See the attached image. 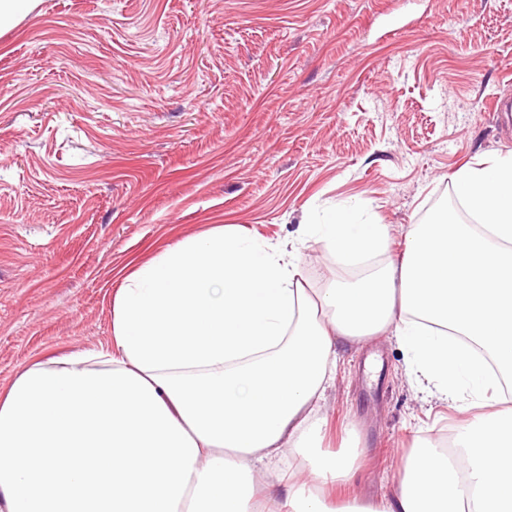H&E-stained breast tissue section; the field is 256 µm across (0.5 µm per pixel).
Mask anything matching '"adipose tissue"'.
<instances>
[{
    "instance_id": "adipose-tissue-1",
    "label": "adipose tissue",
    "mask_w": 512,
    "mask_h": 512,
    "mask_svg": "<svg viewBox=\"0 0 512 512\" xmlns=\"http://www.w3.org/2000/svg\"><path fill=\"white\" fill-rule=\"evenodd\" d=\"M473 216L414 225L400 260L308 288L294 241L228 227L123 275L106 344L40 359L0 387V512H512V151L452 176ZM344 262L389 230L342 209L307 225ZM393 332L417 382L482 412L456 456L429 440L392 492L329 507L363 447L321 446L336 346ZM292 451L305 477L256 472Z\"/></svg>"
}]
</instances>
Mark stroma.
Masks as SVG:
<instances>
[{
  "mask_svg": "<svg viewBox=\"0 0 512 512\" xmlns=\"http://www.w3.org/2000/svg\"><path fill=\"white\" fill-rule=\"evenodd\" d=\"M512 0H39L0 30V385L111 335L119 273L218 224L304 237L315 288L359 273L304 225H411L451 176L512 150ZM324 447L366 449L381 498L414 441L455 436L394 337L340 347Z\"/></svg>",
  "mask_w": 512,
  "mask_h": 512,
  "instance_id": "obj_1",
  "label": "stroma"
}]
</instances>
